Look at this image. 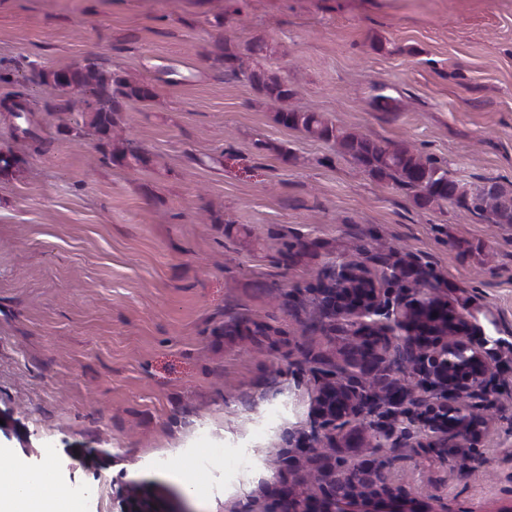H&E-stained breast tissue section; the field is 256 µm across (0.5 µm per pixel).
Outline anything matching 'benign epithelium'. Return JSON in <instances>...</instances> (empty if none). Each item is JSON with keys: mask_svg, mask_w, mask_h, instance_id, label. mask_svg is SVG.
Returning a JSON list of instances; mask_svg holds the SVG:
<instances>
[{"mask_svg": "<svg viewBox=\"0 0 512 512\" xmlns=\"http://www.w3.org/2000/svg\"><path fill=\"white\" fill-rule=\"evenodd\" d=\"M333 271L312 294L323 331L340 332L349 344L334 356L313 357L312 425L294 439L286 463L294 470L315 463L316 491L303 496L285 485L259 512H354L359 502H404L390 465L413 438L442 463L454 455L473 469L486 465L478 449L490 423L475 401L497 389L503 370L470 317L449 309L433 288H381L365 266ZM405 372L414 384L401 382ZM352 447L360 453L351 463L315 454ZM435 501L413 499L410 510L390 512H444Z\"/></svg>", "mask_w": 512, "mask_h": 512, "instance_id": "1", "label": "benign epithelium"}]
</instances>
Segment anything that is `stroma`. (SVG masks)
<instances>
[{
	"mask_svg": "<svg viewBox=\"0 0 512 512\" xmlns=\"http://www.w3.org/2000/svg\"><path fill=\"white\" fill-rule=\"evenodd\" d=\"M255 41L291 106L512 189V0H0V103L26 107L0 110V151L22 159L0 173V410L24 432L0 449L27 472L53 465L62 494L84 487L83 512H124L132 493L152 512H250L288 479L312 492L279 465L309 426L310 357L342 345L308 330L309 289L376 240L370 270L433 269L506 367L485 469L462 477L459 459L406 448L394 478L445 512L511 503L512 224L419 208L277 124V103L215 59L224 43L252 63ZM89 58L153 90L108 141L71 94L31 80ZM124 138L145 164H113Z\"/></svg>",
	"mask_w": 512,
	"mask_h": 512,
	"instance_id": "1",
	"label": "stroma"
}]
</instances>
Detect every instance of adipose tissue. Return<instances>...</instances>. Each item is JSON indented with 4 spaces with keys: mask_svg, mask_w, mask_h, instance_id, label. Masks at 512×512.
I'll use <instances>...</instances> for the list:
<instances>
[{
    "mask_svg": "<svg viewBox=\"0 0 512 512\" xmlns=\"http://www.w3.org/2000/svg\"><path fill=\"white\" fill-rule=\"evenodd\" d=\"M0 512H79V506L59 494L52 466L32 478L0 455Z\"/></svg>",
    "mask_w": 512,
    "mask_h": 512,
    "instance_id": "obj_1",
    "label": "adipose tissue"
}]
</instances>
